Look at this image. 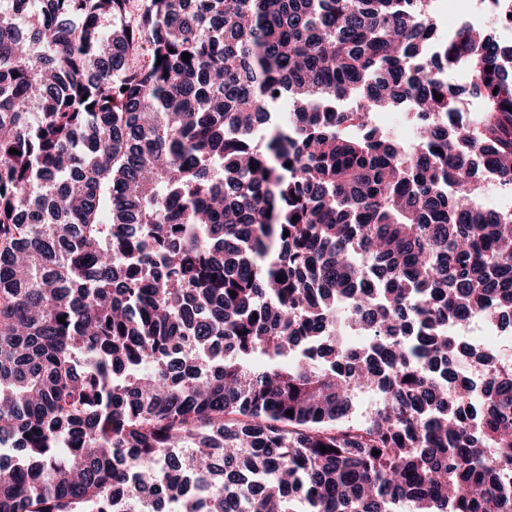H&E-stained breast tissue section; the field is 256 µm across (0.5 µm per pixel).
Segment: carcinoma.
<instances>
[{
	"label": "carcinoma",
	"mask_w": 512,
	"mask_h": 512,
	"mask_svg": "<svg viewBox=\"0 0 512 512\" xmlns=\"http://www.w3.org/2000/svg\"><path fill=\"white\" fill-rule=\"evenodd\" d=\"M506 105L424 0H0V512H512ZM379 126L383 127L392 136L402 140L412 127L411 115L403 108H394L378 114ZM451 333L462 341L485 352L494 351L504 358H512V336H503L493 317H478L454 324Z\"/></svg>",
	"instance_id": "cac0c4a2"
}]
</instances>
